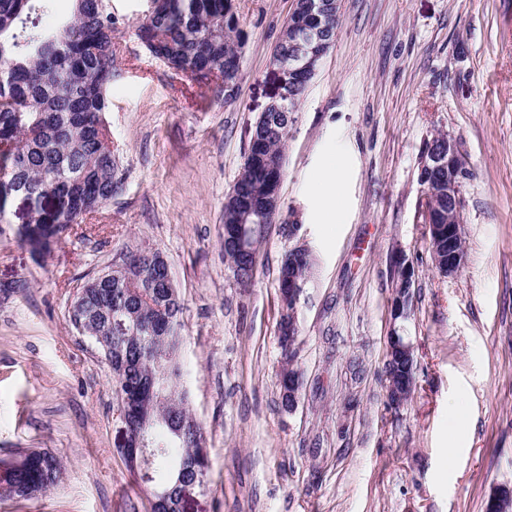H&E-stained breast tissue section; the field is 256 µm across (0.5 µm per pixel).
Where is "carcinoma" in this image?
<instances>
[{"label": "carcinoma", "instance_id": "1", "mask_svg": "<svg viewBox=\"0 0 512 512\" xmlns=\"http://www.w3.org/2000/svg\"><path fill=\"white\" fill-rule=\"evenodd\" d=\"M54 0H0V224L8 198L29 199L26 238L38 254L48 253L63 228L80 224L112 201L120 188L118 160L112 153V131L105 121L112 87L115 20L105 0H72L70 15L56 26L42 28L37 17L52 10ZM138 37L152 56L176 73L190 77L240 71L245 33L231 0H163L146 16ZM313 75L297 71L288 77L295 101H300ZM294 111L260 115L256 144L249 146L243 171L233 185L240 196L259 199L266 193L269 164L284 162L283 146ZM52 196L57 207L45 208ZM432 223L453 221L448 200L436 197ZM247 250L224 244V257L241 283L249 282L257 265L262 227L255 216ZM311 266L308 256L295 257L288 267L283 257L278 281L294 275L303 281ZM79 304L69 318L79 334L103 349L99 337L112 340L105 357L112 376L135 403L128 415L131 438L146 440L147 475L186 469V477L206 475L208 460L199 456L200 428L181 424V395L168 393L165 402L144 384L155 364L178 383L182 311L177 287L167 275L160 254L140 251L126 261L86 280ZM168 419L145 427L146 410ZM0 493L27 497L53 485L60 463L48 452L30 451L0 460Z\"/></svg>", "mask_w": 512, "mask_h": 512}]
</instances>
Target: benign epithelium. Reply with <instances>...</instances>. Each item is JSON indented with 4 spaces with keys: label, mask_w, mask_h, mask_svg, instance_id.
<instances>
[{
    "label": "benign epithelium",
    "mask_w": 512,
    "mask_h": 512,
    "mask_svg": "<svg viewBox=\"0 0 512 512\" xmlns=\"http://www.w3.org/2000/svg\"><path fill=\"white\" fill-rule=\"evenodd\" d=\"M328 7L326 0H293V9L288 16V24L293 28L296 37L294 49L288 57L280 56L272 59L270 65L280 78L278 92L272 97L265 108L267 112H283L287 102L291 101L292 94L284 90L287 86L283 80L284 72L291 70H309L316 72L317 67L330 48V42L320 16ZM448 152L441 153L434 149V143H429L421 158L420 169L429 171L439 170L447 173L430 182H421L423 186V199L421 216L423 223L428 225L429 238L448 236V255H434V261L439 271L448 276L456 274L465 261L462 247V225L433 224L428 203L437 196L448 195V207L455 212H461V187L463 179L468 173L466 160L462 155L455 139L446 137ZM392 267L395 273L407 284L414 283V270L403 254L394 255ZM304 284L291 277L288 281V295L283 298L284 314L288 315V332L297 330L296 310ZM412 312V292L409 287L397 289L391 304L392 320H406ZM387 363L394 369V373L409 371L413 365V347L398 331H392L388 338Z\"/></svg>",
    "instance_id": "1"
}]
</instances>
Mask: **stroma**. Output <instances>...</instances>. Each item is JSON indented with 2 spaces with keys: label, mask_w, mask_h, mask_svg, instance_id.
Here are the masks:
<instances>
[{
  "label": "stroma",
  "mask_w": 512,
  "mask_h": 512,
  "mask_svg": "<svg viewBox=\"0 0 512 512\" xmlns=\"http://www.w3.org/2000/svg\"><path fill=\"white\" fill-rule=\"evenodd\" d=\"M117 67L106 114L121 188L45 258L17 237L21 197L0 224V460L56 456L61 481L0 512H150L120 444L112 370L72 327L76 287L136 249L168 261L183 303L180 387L209 471L183 512H484L512 488V0H341L334 45L288 133L281 208L252 283L224 260V198L276 94L270 56L292 0H234L247 35L236 99L217 78L169 70L137 29L149 0H110ZM468 163L466 262L435 269L419 213L421 155L437 133ZM341 169L333 220L319 178ZM314 266L297 306L294 411L280 405L283 255ZM415 271L411 398L386 397L395 288Z\"/></svg>",
  "instance_id": "1"
}]
</instances>
